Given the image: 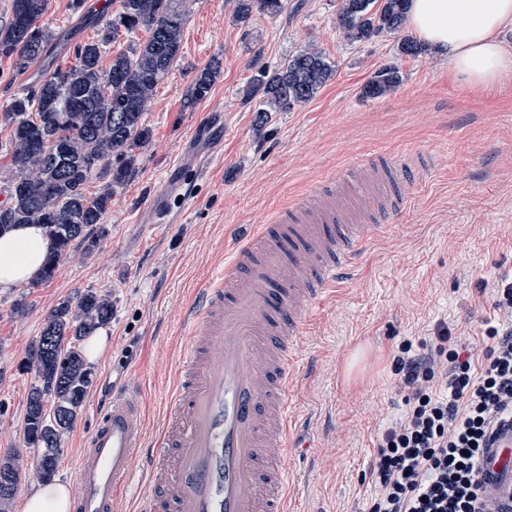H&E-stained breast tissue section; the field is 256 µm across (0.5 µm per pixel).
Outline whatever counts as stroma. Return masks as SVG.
Masks as SVG:
<instances>
[{
	"instance_id": "35a3bbf8",
	"label": "stroma",
	"mask_w": 512,
	"mask_h": 512,
	"mask_svg": "<svg viewBox=\"0 0 512 512\" xmlns=\"http://www.w3.org/2000/svg\"><path fill=\"white\" fill-rule=\"evenodd\" d=\"M284 4L244 25L236 0H185L181 53L145 114L152 138L103 218L99 249L74 244L53 279L0 293V451L33 458L23 426L36 380L24 364L45 315L88 288L112 296L108 348L92 364L56 480L73 485L94 403L126 379L138 382L146 431L155 435L177 367L176 322L195 289L229 259L245 228L268 223L289 200L376 153L404 162L422 151L432 168L408 178L407 209L310 313L291 393L299 432L311 443L288 459L301 473L295 512H363L381 425L401 403L392 372L399 344L419 343L441 324L482 361L494 314L481 284L512 275V246L502 239L512 229V79L475 91L447 57L397 58V36L345 40L337 27L342 0ZM44 21L55 34L50 53L64 66L78 44L99 36L97 20H78L74 0H49ZM311 46L334 66L333 77L306 104L269 113L256 127L255 105L243 99L251 61L273 69ZM214 60L221 75L210 95L189 103L196 72ZM393 61L403 75L397 90L363 97L375 71ZM47 65L37 60L20 72L0 57V146L12 134L4 118L11 99ZM180 177L185 204L167 192ZM161 209L171 210V223H157Z\"/></svg>"
}]
</instances>
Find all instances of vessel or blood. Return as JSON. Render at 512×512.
Segmentation results:
<instances>
[{
	"instance_id": "1",
	"label": "vessel or blood",
	"mask_w": 512,
	"mask_h": 512,
	"mask_svg": "<svg viewBox=\"0 0 512 512\" xmlns=\"http://www.w3.org/2000/svg\"><path fill=\"white\" fill-rule=\"evenodd\" d=\"M386 158L354 165L246 234L182 313L164 424L148 437L137 391L95 402L72 512H113L142 456L137 512H292L286 461L303 442L289 408L307 316L405 203ZM487 497L512 495V426L481 455Z\"/></svg>"
}]
</instances>
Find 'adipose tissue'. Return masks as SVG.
Returning a JSON list of instances; mask_svg holds the SVG:
<instances>
[{"mask_svg": "<svg viewBox=\"0 0 512 512\" xmlns=\"http://www.w3.org/2000/svg\"><path fill=\"white\" fill-rule=\"evenodd\" d=\"M406 23L429 51L447 57L456 77L484 90L512 77V0H409ZM52 247L45 228L20 224L0 235V291L41 272Z\"/></svg>", "mask_w": 512, "mask_h": 512, "instance_id": "adipose-tissue-1", "label": "adipose tissue"}]
</instances>
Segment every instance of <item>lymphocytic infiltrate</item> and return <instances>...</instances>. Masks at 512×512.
<instances>
[{
    "label": "lymphocytic infiltrate",
    "mask_w": 512,
    "mask_h": 512,
    "mask_svg": "<svg viewBox=\"0 0 512 512\" xmlns=\"http://www.w3.org/2000/svg\"><path fill=\"white\" fill-rule=\"evenodd\" d=\"M488 286L502 319L486 331L482 368L445 328L395 357L403 409L379 437L366 512H488L477 463L512 418V278Z\"/></svg>",
    "instance_id": "1"
}]
</instances>
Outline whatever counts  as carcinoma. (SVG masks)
Listing matches in <instances>:
<instances>
[{
    "label": "carcinoma",
    "mask_w": 512,
    "mask_h": 512,
    "mask_svg": "<svg viewBox=\"0 0 512 512\" xmlns=\"http://www.w3.org/2000/svg\"><path fill=\"white\" fill-rule=\"evenodd\" d=\"M283 0H237L242 24L254 12L276 15ZM407 0H342L338 28L346 39L362 42L382 33L396 35L405 27ZM48 0H13L11 18L0 26V56L14 60L19 71L46 55L51 40L47 26L37 24ZM185 12L181 0H120V10L101 27V37L77 46L72 64L45 72L33 86L12 99L9 121L13 132L6 157L12 179L8 201L0 206V233L15 224H43L54 242L42 280H51L76 242L91 252L105 231L94 236L138 164L137 149L151 140L144 114L157 85L169 74L180 53ZM143 29L141 44L111 56L105 49L119 33ZM401 56L417 58L425 48L412 37L398 40ZM245 88L248 100L259 98L256 126L268 112H288L312 100L333 77L326 55L306 49L275 70L253 63ZM215 62L198 71L190 101L205 99L220 75ZM400 69H378L364 85L369 98L381 97L401 83ZM103 187L89 194L92 175ZM112 320V296L87 289L48 312L40 335L29 350L25 369L34 373L26 405L23 436L38 452L34 469L41 482L51 481L63 452L62 440L77 422L93 381V370L80 349L83 337ZM27 465L16 450L0 454V512H9Z\"/></svg>",
    "instance_id": "cac0c4a2"
}]
</instances>
